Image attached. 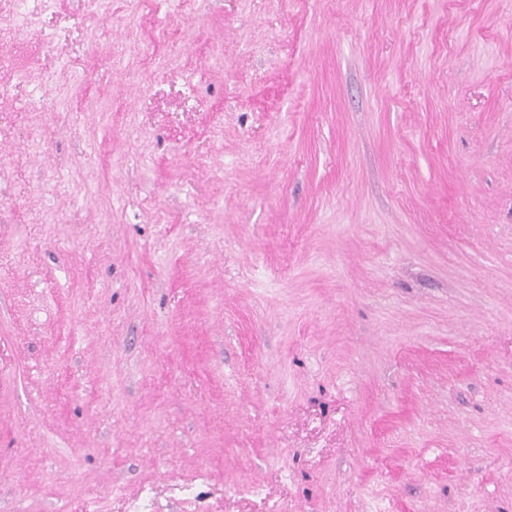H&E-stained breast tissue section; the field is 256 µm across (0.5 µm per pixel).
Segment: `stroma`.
Returning <instances> with one entry per match:
<instances>
[{
  "mask_svg": "<svg viewBox=\"0 0 512 512\" xmlns=\"http://www.w3.org/2000/svg\"><path fill=\"white\" fill-rule=\"evenodd\" d=\"M0 32V512H512V0Z\"/></svg>",
  "mask_w": 512,
  "mask_h": 512,
  "instance_id": "stroma-1",
  "label": "stroma"
}]
</instances>
